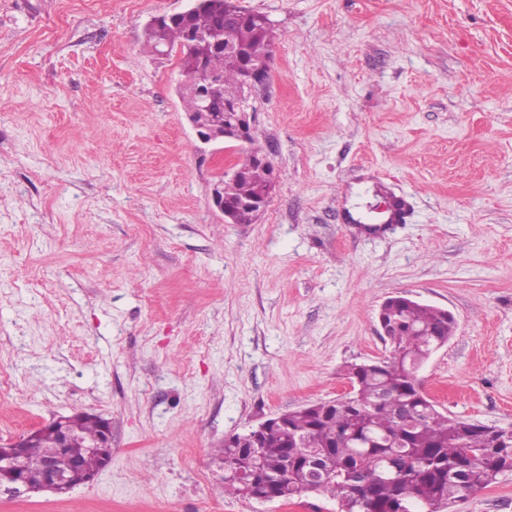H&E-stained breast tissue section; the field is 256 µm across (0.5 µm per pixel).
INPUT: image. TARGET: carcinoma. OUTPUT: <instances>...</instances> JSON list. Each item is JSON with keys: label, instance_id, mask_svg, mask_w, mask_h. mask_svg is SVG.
<instances>
[{"label": "carcinoma", "instance_id": "1", "mask_svg": "<svg viewBox=\"0 0 512 512\" xmlns=\"http://www.w3.org/2000/svg\"><path fill=\"white\" fill-rule=\"evenodd\" d=\"M225 0H205L189 16L161 20L149 36L151 48L182 52L181 70L191 75V61L202 42L217 34ZM269 18L239 8L234 36L255 67L270 55L265 40ZM205 66L220 80L213 110L244 97L242 70L224 54L205 55ZM266 174L224 181V203L240 224L253 221L245 207ZM383 319L393 355L382 361L351 364L356 392L326 409L296 411L289 428L273 427L255 444L238 434L224 439V493L241 498L274 497L289 501L319 492L336 502L338 512H449L450 502L485 489L512 471V433L490 438L460 419L439 413L413 382L417 364L437 344L448 340V315L428 304L393 297ZM82 444L98 441L96 416L70 415ZM56 432L46 428L23 448V479L40 483L44 464L57 448ZM83 469L96 473L103 458L79 447Z\"/></svg>", "mask_w": 512, "mask_h": 512}]
</instances>
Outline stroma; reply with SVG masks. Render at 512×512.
Wrapping results in <instances>:
<instances>
[{"label":"stroma","mask_w":512,"mask_h":512,"mask_svg":"<svg viewBox=\"0 0 512 512\" xmlns=\"http://www.w3.org/2000/svg\"><path fill=\"white\" fill-rule=\"evenodd\" d=\"M273 23L249 94L277 182L250 224L211 188L177 57L187 0H0V443L76 411L112 461L0 512H336L225 494V437L343 395L383 302L457 328L422 370L449 416L512 423V0H237ZM402 197L403 224L380 207ZM453 512H512V473ZM68 417L71 418L72 426L77 430L81 437L82 445H88L98 441L101 435V430L99 420L96 416L86 413H75ZM101 426L102 436L100 441L87 447L92 451L102 450L101 448H107L109 451H112V431L110 424L101 420Z\"/></svg>","instance_id":"35a3bbf8"}]
</instances>
